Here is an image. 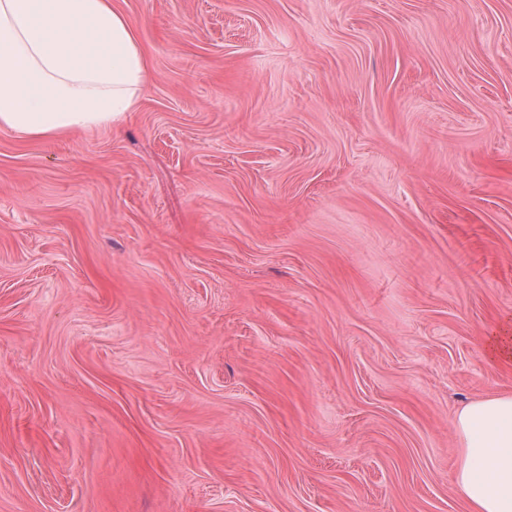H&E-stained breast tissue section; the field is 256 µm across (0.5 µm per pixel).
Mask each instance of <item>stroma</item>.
<instances>
[{
	"instance_id": "stroma-1",
	"label": "stroma",
	"mask_w": 512,
	"mask_h": 512,
	"mask_svg": "<svg viewBox=\"0 0 512 512\" xmlns=\"http://www.w3.org/2000/svg\"><path fill=\"white\" fill-rule=\"evenodd\" d=\"M111 129H0V512H467L512 394V0H123ZM485 356L492 364H512V323L497 326L485 341ZM454 429L463 444L455 483L470 512H512V395L466 404Z\"/></svg>"
}]
</instances>
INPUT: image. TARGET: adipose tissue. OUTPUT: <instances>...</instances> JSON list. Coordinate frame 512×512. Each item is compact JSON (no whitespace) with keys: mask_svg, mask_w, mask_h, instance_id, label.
I'll use <instances>...</instances> for the list:
<instances>
[{"mask_svg":"<svg viewBox=\"0 0 512 512\" xmlns=\"http://www.w3.org/2000/svg\"><path fill=\"white\" fill-rule=\"evenodd\" d=\"M149 62L118 0H0V129L55 139L125 122ZM455 483L470 512H512V395L463 406Z\"/></svg>","mask_w":512,"mask_h":512,"instance_id":"ef3b65f1","label":"adipose tissue"}]
</instances>
